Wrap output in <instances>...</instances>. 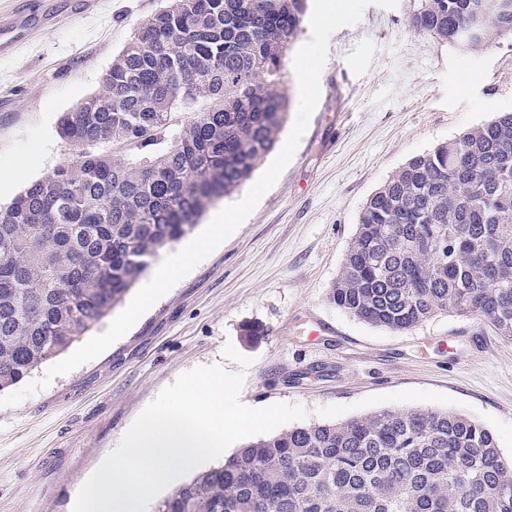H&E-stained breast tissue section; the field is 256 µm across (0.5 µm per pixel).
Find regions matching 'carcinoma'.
Listing matches in <instances>:
<instances>
[{"label": "carcinoma", "mask_w": 512, "mask_h": 512, "mask_svg": "<svg viewBox=\"0 0 512 512\" xmlns=\"http://www.w3.org/2000/svg\"><path fill=\"white\" fill-rule=\"evenodd\" d=\"M413 0L411 26L464 51L512 35V0ZM306 0H169L65 113L73 160L0 208V390L67 350L157 252L242 185L287 118ZM192 113L171 128V112ZM329 301L405 332L439 311L512 342V112L411 158L371 197ZM156 512H512L480 423L381 410L259 438Z\"/></svg>", "instance_id": "cac0c4a2"}]
</instances>
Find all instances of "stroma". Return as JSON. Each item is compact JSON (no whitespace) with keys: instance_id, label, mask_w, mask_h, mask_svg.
Instances as JSON below:
<instances>
[{"instance_id":"1","label":"stroma","mask_w":512,"mask_h":512,"mask_svg":"<svg viewBox=\"0 0 512 512\" xmlns=\"http://www.w3.org/2000/svg\"><path fill=\"white\" fill-rule=\"evenodd\" d=\"M29 2L42 21L0 55V206L69 162L64 112L102 90L113 58L166 0ZM411 0L367 6L330 38L321 96L291 163L236 230L97 359L0 407V512H70L84 479L176 377L253 360L254 408L303 406V425L380 410L444 409L487 428L512 459V343L442 312L406 332L330 303L366 200L404 163L512 111V38L465 52L410 24ZM262 325L255 345L244 324Z\"/></svg>"}]
</instances>
